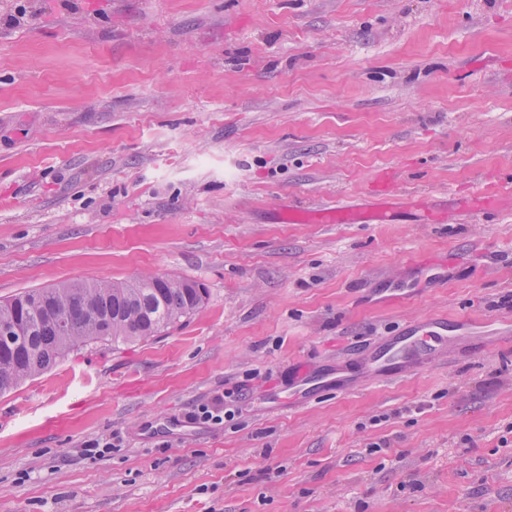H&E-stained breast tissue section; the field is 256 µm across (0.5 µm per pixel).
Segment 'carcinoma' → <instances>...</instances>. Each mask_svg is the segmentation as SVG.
<instances>
[{"mask_svg":"<svg viewBox=\"0 0 512 512\" xmlns=\"http://www.w3.org/2000/svg\"><path fill=\"white\" fill-rule=\"evenodd\" d=\"M207 295L187 278L149 275L128 281L71 280L0 302V393L98 342L112 346L156 336L195 312ZM67 315L64 325L49 317Z\"/></svg>","mask_w":512,"mask_h":512,"instance_id":"1","label":"carcinoma"}]
</instances>
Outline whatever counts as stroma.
Instances as JSON below:
<instances>
[{"label":"stroma","mask_w":512,"mask_h":512,"mask_svg":"<svg viewBox=\"0 0 512 512\" xmlns=\"http://www.w3.org/2000/svg\"><path fill=\"white\" fill-rule=\"evenodd\" d=\"M383 171L394 223L277 219ZM475 190L512 194V0H0V300L207 290L0 394V512H512V204L410 206ZM421 257L444 287L385 291ZM428 318L445 357L366 369ZM303 369L343 384L292 403ZM234 387L233 420L191 422ZM497 206V200L480 195V191L471 192L463 198L461 206L452 213L458 221H463L478 211L490 210Z\"/></svg>","instance_id":"obj_1"}]
</instances>
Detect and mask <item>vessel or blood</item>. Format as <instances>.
Here are the masks:
<instances>
[{
    "label": "vessel or blood",
    "instance_id": "obj_1",
    "mask_svg": "<svg viewBox=\"0 0 512 512\" xmlns=\"http://www.w3.org/2000/svg\"><path fill=\"white\" fill-rule=\"evenodd\" d=\"M494 198L473 192L464 197L461 206L455 211L456 220L462 221L478 211L495 208ZM283 219L290 224H390L394 221V208L388 191H380L377 196L360 203L339 201L315 210L297 204L289 205L283 212ZM445 272L424 270L416 281L407 283L401 280L390 281L389 287L396 292L408 288H423L444 280ZM448 339V329L440 320L421 321L406 327L402 336L381 343L374 350L371 362L380 370H392L398 364L423 359L431 355L439 345Z\"/></svg>",
    "mask_w": 512,
    "mask_h": 512
}]
</instances>
